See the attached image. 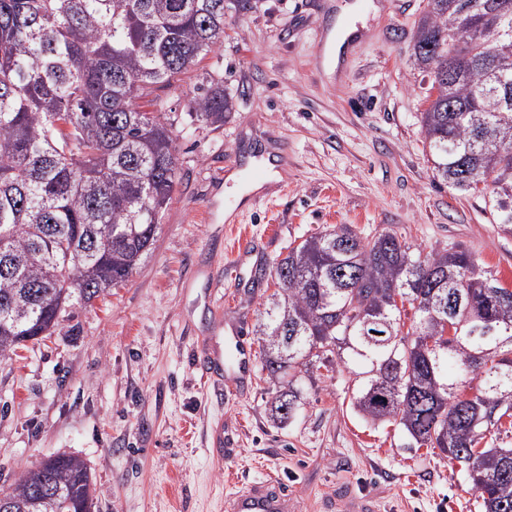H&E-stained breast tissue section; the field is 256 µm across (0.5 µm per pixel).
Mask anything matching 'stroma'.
Here are the masks:
<instances>
[{"label":"stroma","instance_id":"obj_1","mask_svg":"<svg viewBox=\"0 0 512 512\" xmlns=\"http://www.w3.org/2000/svg\"><path fill=\"white\" fill-rule=\"evenodd\" d=\"M357 37L333 72L325 37L345 5ZM426 0H256L227 12L224 44L160 90L180 178L154 249L111 295L66 309L52 336L0 359V493L41 460L88 465L96 512H222L239 486L284 479L296 512H329L338 488L376 512H484L440 450L405 447L395 422L350 405L343 368H311L287 421L270 417L272 385L254 330L288 245L340 224L389 230L426 249L460 247L512 287V234L490 197L448 188L421 133L430 82L412 44ZM234 98L222 125L190 121L186 102L214 76ZM287 148L282 181L225 216L229 174L255 144ZM239 318L253 378L218 395L192 365L224 331L209 304ZM224 426V456L209 450Z\"/></svg>","mask_w":512,"mask_h":512}]
</instances>
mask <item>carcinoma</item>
Here are the masks:
<instances>
[{"label":"carcinoma","mask_w":512,"mask_h":512,"mask_svg":"<svg viewBox=\"0 0 512 512\" xmlns=\"http://www.w3.org/2000/svg\"><path fill=\"white\" fill-rule=\"evenodd\" d=\"M252 0H0V358L49 336L68 307L126 282L156 242L179 168L167 88L224 44V14ZM483 26V39L468 28ZM512 37V0H427L414 64L442 81L421 112L437 175L496 198L512 233V103L486 93L475 59ZM188 102L192 120L224 121L232 98L210 79ZM255 329L276 388L272 416L298 407L295 370L336 364L354 376L350 402L400 425L409 448L449 461L481 449L467 472L485 512H512V447L487 436L512 427V289L452 247L428 251L391 232L350 226L289 246ZM448 346L429 348L440 320ZM479 380L485 392L458 394ZM0 493L11 512H94L77 456Z\"/></svg>","instance_id":"cac0c4a2"}]
</instances>
